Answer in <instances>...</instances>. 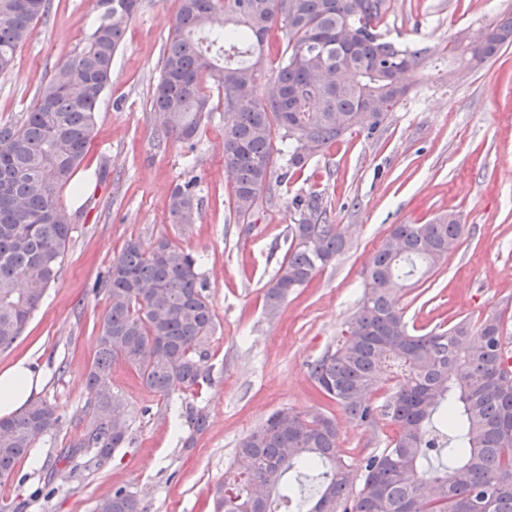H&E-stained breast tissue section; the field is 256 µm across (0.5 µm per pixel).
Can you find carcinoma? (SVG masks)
Masks as SVG:
<instances>
[{
  "label": "carcinoma",
  "instance_id": "1",
  "mask_svg": "<svg viewBox=\"0 0 512 512\" xmlns=\"http://www.w3.org/2000/svg\"><path fill=\"white\" fill-rule=\"evenodd\" d=\"M141 0H94L97 22L88 43L61 63L38 92L25 118L0 124V349L22 336L55 283L71 234V214L59 193L72 183L95 136L102 93L112 83V61ZM51 0H0V74ZM387 0H181L163 48L152 97L157 137L192 139L211 112L202 88L209 76L223 99L224 168L232 177L238 220H248L285 158L279 183L302 172L311 158L347 133H378L409 93L406 75L424 51L388 38ZM224 17V26L214 21ZM282 31L284 49L267 78L269 34ZM480 42L458 35L451 51L458 68L477 72L512 45V10L487 23ZM310 136L308 148L304 136ZM196 181L174 188V224L200 214ZM299 218L291 247L264 294L268 319L288 296L347 249L321 197L294 196ZM465 225L448 211L425 224H394L374 251L364 290L335 349L310 364L318 393L356 423L382 415L398 428L391 445L359 462L336 455L335 417L273 412L241 437L238 455L249 470H226L216 487L215 512H512V339L503 313L416 334L405 320L400 293L430 278L460 245ZM92 292L109 308L100 323L87 383L83 439L68 458L91 454L102 465L127 443L126 429L108 417L122 407L112 393V362L134 369L142 385L166 397L211 379L206 343L215 315L197 260L163 237L145 247L130 240ZM383 392L377 405L373 394ZM181 416L190 435L208 416L187 404ZM61 421L57 408L34 400L0 419V480L11 477L31 448ZM361 479L353 484L350 474ZM94 512H144L123 488L100 498Z\"/></svg>",
  "mask_w": 512,
  "mask_h": 512
}]
</instances>
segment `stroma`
<instances>
[{
	"label": "stroma",
	"instance_id": "stroma-1",
	"mask_svg": "<svg viewBox=\"0 0 512 512\" xmlns=\"http://www.w3.org/2000/svg\"><path fill=\"white\" fill-rule=\"evenodd\" d=\"M179 0H142L112 63L102 94L97 134L77 171L75 188L60 200L74 217L58 278L23 335L0 350V371L19 360L43 372L40 399L61 415L8 480L0 507L23 512H93L98 498L117 488L134 493L145 512H214L213 495L241 437L275 410L331 413L338 452L353 458L386 447L396 428L381 418L371 426L349 419L319 398L309 366L335 347L363 292L370 257L395 224H422L459 213L466 226L458 249L429 279L400 299L419 332L462 317L502 311L512 331V46L484 69L452 81L446 47L457 32L489 22L512 0H388L383 20L389 38L423 47L425 61L409 76L410 92L383 132L355 131L314 157L274 196L259 203L251 228L238 224L231 178L224 168L221 96L191 140L156 139L151 98L163 45ZM93 0H52L21 48L14 69L0 74V123L21 118L54 68L77 52L95 28ZM108 162L110 175L94 172ZM199 178L200 217L173 224V188ZM320 194L345 230L347 251L289 296L280 317L263 313L268 282L288 255L293 196ZM166 237L198 260L213 305L216 330L207 348L210 382L182 386L160 397L124 362L113 363L112 389L124 403L129 442L100 469L72 472L62 456L84 436L82 411L96 337L108 309L91 287L132 239L150 245ZM201 408L209 425L193 447L180 415L183 404ZM60 458L56 492L44 497L41 465Z\"/></svg>",
	"mask_w": 512,
	"mask_h": 512
}]
</instances>
